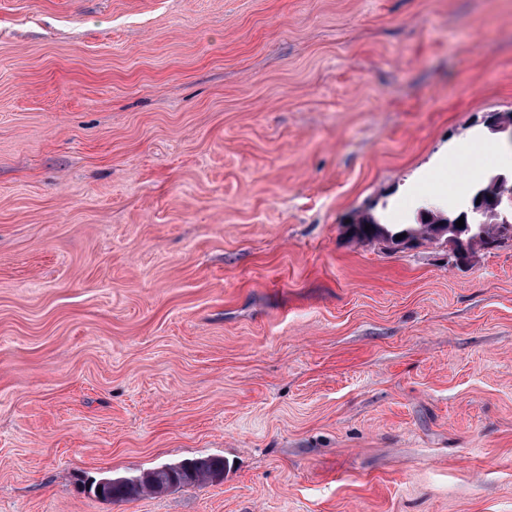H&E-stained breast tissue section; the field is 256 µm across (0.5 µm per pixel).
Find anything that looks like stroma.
<instances>
[{"label":"stroma","mask_w":512,"mask_h":512,"mask_svg":"<svg viewBox=\"0 0 512 512\" xmlns=\"http://www.w3.org/2000/svg\"><path fill=\"white\" fill-rule=\"evenodd\" d=\"M498 112L505 0H0V512H512V240L346 230ZM180 463L181 465H179ZM169 465H173L174 467L171 471L164 474L163 477L165 481L170 479V472H173L174 475H178V472L184 467H188L191 470V479L179 483L177 488L205 482H217L224 476V460L222 457L218 456L186 458ZM153 469L146 470L138 475L130 477H104L98 480L95 479L88 487V492L97 496L94 491L95 486L98 481L102 480L99 483L104 484L105 481H103V479H107L108 481L102 489V496H99L98 499L112 502L129 501L146 493L152 494L151 475H153L154 472L158 478L157 473L159 471L167 470L165 467H160L155 470Z\"/></svg>","instance_id":"stroma-1"}]
</instances>
